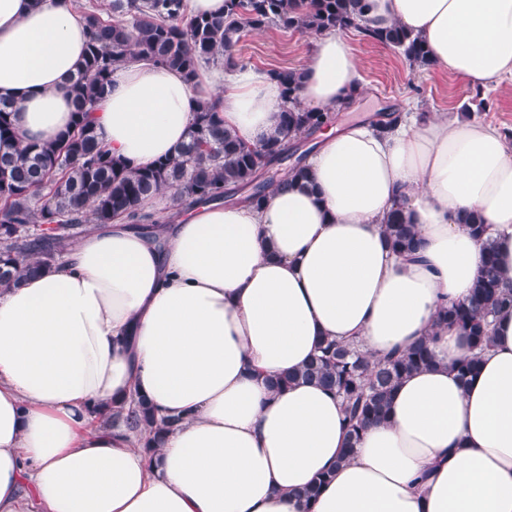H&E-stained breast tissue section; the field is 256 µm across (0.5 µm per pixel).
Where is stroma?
<instances>
[{
    "instance_id": "obj_1",
    "label": "stroma",
    "mask_w": 512,
    "mask_h": 512,
    "mask_svg": "<svg viewBox=\"0 0 512 512\" xmlns=\"http://www.w3.org/2000/svg\"><path fill=\"white\" fill-rule=\"evenodd\" d=\"M347 35L361 66L367 95L354 108L342 112L351 120L396 102L413 112H445L449 117L478 113L480 120L512 131V80L482 91L438 68H410L394 50L366 40L355 30ZM310 33L268 28L247 33L235 54L239 68L278 70L301 68L306 60ZM487 99L486 112H478L479 99Z\"/></svg>"
}]
</instances>
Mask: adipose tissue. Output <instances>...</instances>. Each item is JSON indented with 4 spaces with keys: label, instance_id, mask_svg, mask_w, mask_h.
<instances>
[{
    "label": "adipose tissue",
    "instance_id": "obj_1",
    "mask_svg": "<svg viewBox=\"0 0 512 512\" xmlns=\"http://www.w3.org/2000/svg\"><path fill=\"white\" fill-rule=\"evenodd\" d=\"M372 27L418 34L437 68L487 88L512 79V0H367ZM87 26L70 0H0V100L25 138L73 121L67 80ZM365 95L346 36L311 40L299 92L340 112ZM253 144L280 123L273 71L231 79L132 61L93 121L129 167L186 141L199 106ZM309 187L272 185L176 210L145 207L153 235L116 221L78 238L39 276L0 291V512H512V312L497 316L478 375L461 382L462 333L440 324L482 267L490 227L512 278V141L495 126L402 111L318 131ZM402 204L421 242L401 256L381 233ZM430 337L433 362L395 389L344 464L339 399L267 377L303 366L320 338L371 360ZM138 394L169 420L154 457L98 427ZM331 472L313 507L298 491Z\"/></svg>",
    "mask_w": 512,
    "mask_h": 512
}]
</instances>
